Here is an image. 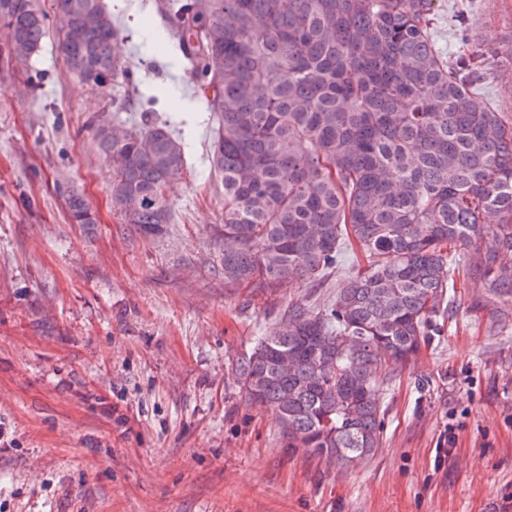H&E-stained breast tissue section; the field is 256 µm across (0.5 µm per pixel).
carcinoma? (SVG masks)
Returning <instances> with one entry per match:
<instances>
[{
	"label": "carcinoma",
	"instance_id": "obj_1",
	"mask_svg": "<svg viewBox=\"0 0 512 512\" xmlns=\"http://www.w3.org/2000/svg\"><path fill=\"white\" fill-rule=\"evenodd\" d=\"M434 0H154L175 59L217 127L224 284L320 279L362 260L332 303L297 305L235 365L246 401L271 411L285 447L353 467L380 448L388 369L432 337L459 275L512 299V115L475 103L483 45L446 56ZM59 50L93 89L128 84L121 29L103 0H56ZM0 61L25 64L50 22L40 0H0ZM115 167L112 207L155 236L168 183L186 170L169 126L93 118ZM69 221L95 224L69 194Z\"/></svg>",
	"mask_w": 512,
	"mask_h": 512
}]
</instances>
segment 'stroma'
Wrapping results in <instances>:
<instances>
[{"label":"stroma","mask_w":512,"mask_h":512,"mask_svg":"<svg viewBox=\"0 0 512 512\" xmlns=\"http://www.w3.org/2000/svg\"><path fill=\"white\" fill-rule=\"evenodd\" d=\"M104 3L129 85L78 82L54 35L0 69V512H512V306L480 282L458 279L441 335L395 367L382 446L355 468L284 448L244 401L236 361L292 305L330 304L355 258L319 282L225 285L215 116L153 0ZM461 11L496 51L478 103L512 113V0H435L450 55ZM96 115L159 119L181 143L162 234L113 211ZM73 190L96 223L69 222Z\"/></svg>","instance_id":"stroma-1"}]
</instances>
